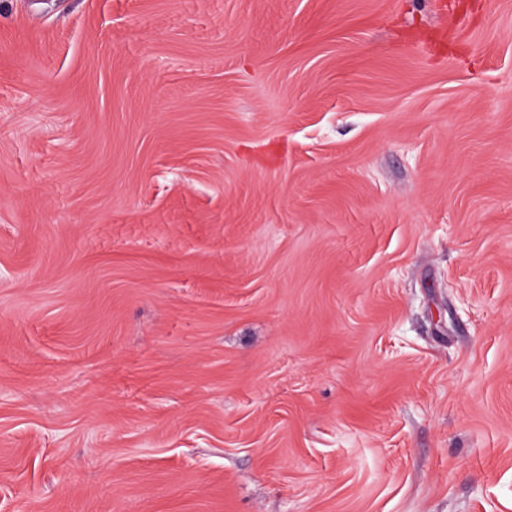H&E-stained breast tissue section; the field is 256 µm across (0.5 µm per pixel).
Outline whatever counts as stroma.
<instances>
[{"instance_id":"stroma-1","label":"stroma","mask_w":512,"mask_h":512,"mask_svg":"<svg viewBox=\"0 0 512 512\" xmlns=\"http://www.w3.org/2000/svg\"><path fill=\"white\" fill-rule=\"evenodd\" d=\"M0 512H512V0H0Z\"/></svg>"}]
</instances>
